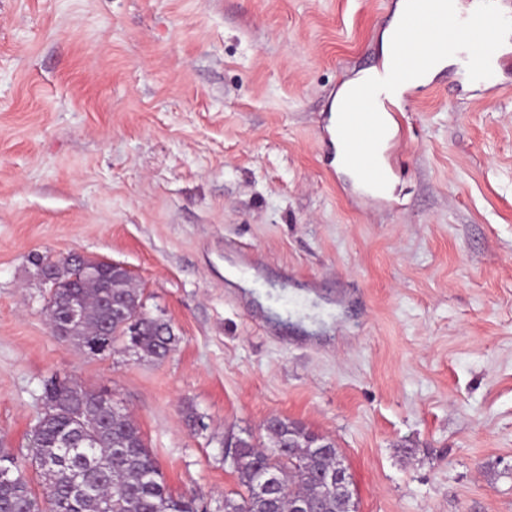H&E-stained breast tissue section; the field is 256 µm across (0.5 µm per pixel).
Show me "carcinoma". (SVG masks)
<instances>
[{
    "label": "carcinoma",
    "mask_w": 512,
    "mask_h": 512,
    "mask_svg": "<svg viewBox=\"0 0 512 512\" xmlns=\"http://www.w3.org/2000/svg\"><path fill=\"white\" fill-rule=\"evenodd\" d=\"M42 275L57 284V306L73 297L84 301V316L69 322L57 312L46 313L53 332L64 330L66 340L92 355L114 349L118 343L142 358L159 360L176 346L171 324L145 308L143 293L127 271L106 267L100 279L75 277L64 260L36 257ZM112 295L113 307L101 306ZM138 311V329L128 334L130 311ZM112 322V335L103 336V324ZM43 412L28 445V460L38 469L42 494L34 492L18 457L0 448V512H198L194 494L174 496L158 462L131 415L74 382L49 379L43 385ZM265 434L271 447L252 439L235 440L232 465L238 489L224 494V512H268L258 494L266 478L278 479L276 498L282 512L300 501L304 512H336V491L318 484L313 474L342 461L338 448H315L313 432L287 419L274 418Z\"/></svg>",
    "instance_id": "obj_1"
}]
</instances>
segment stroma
<instances>
[{"label":"stroma","mask_w":512,"mask_h":512,"mask_svg":"<svg viewBox=\"0 0 512 512\" xmlns=\"http://www.w3.org/2000/svg\"><path fill=\"white\" fill-rule=\"evenodd\" d=\"M399 2L0 0L1 446L54 376L132 413L204 512L274 415L335 441L357 512H512V71L397 100L389 205L325 153ZM74 252L124 265L175 350L54 336L31 257Z\"/></svg>","instance_id":"obj_1"}]
</instances>
